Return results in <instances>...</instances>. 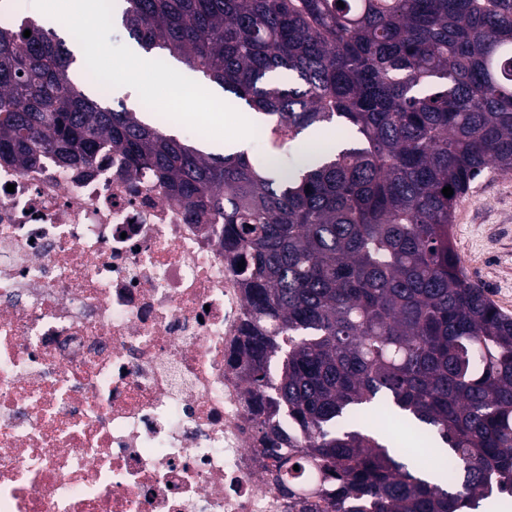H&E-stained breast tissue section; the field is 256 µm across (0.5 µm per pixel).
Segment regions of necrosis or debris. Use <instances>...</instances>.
<instances>
[{
	"label": "necrosis or debris",
	"instance_id": "necrosis-or-debris-1",
	"mask_svg": "<svg viewBox=\"0 0 512 512\" xmlns=\"http://www.w3.org/2000/svg\"><path fill=\"white\" fill-rule=\"evenodd\" d=\"M216 229L121 154L0 163V512H324L254 448Z\"/></svg>",
	"mask_w": 512,
	"mask_h": 512
}]
</instances>
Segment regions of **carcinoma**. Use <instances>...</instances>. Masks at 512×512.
Returning <instances> with one entry per match:
<instances>
[{"mask_svg":"<svg viewBox=\"0 0 512 512\" xmlns=\"http://www.w3.org/2000/svg\"><path fill=\"white\" fill-rule=\"evenodd\" d=\"M113 12L145 52L267 116L272 149L326 124L345 135L284 167L205 152L111 105L89 73L73 80L64 42L25 18L0 26V160L23 169L51 152L90 168L107 145L190 220L220 225L246 299L251 421L288 487L320 473L327 512L512 498V316L452 241L457 201L491 168L512 175V0H115ZM284 417L304 436L283 433ZM381 418L426 438L421 466Z\"/></svg>","mask_w":512,"mask_h":512,"instance_id":"obj_1","label":"carcinoma"}]
</instances>
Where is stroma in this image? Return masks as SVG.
Masks as SVG:
<instances>
[{"label":"stroma","mask_w":512,"mask_h":512,"mask_svg":"<svg viewBox=\"0 0 512 512\" xmlns=\"http://www.w3.org/2000/svg\"><path fill=\"white\" fill-rule=\"evenodd\" d=\"M456 251L467 275L512 315V175L488 171L456 207Z\"/></svg>","instance_id":"35a3bbf8"}]
</instances>
